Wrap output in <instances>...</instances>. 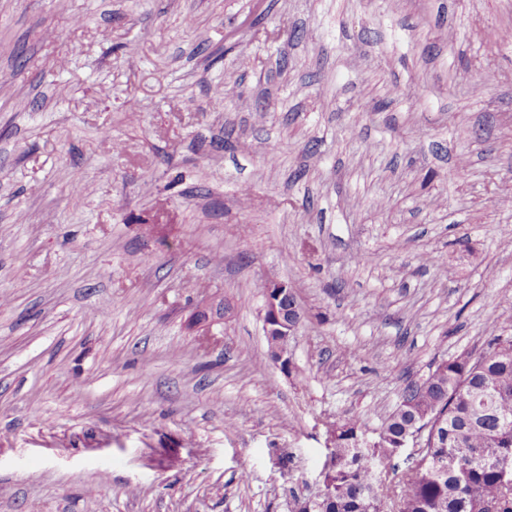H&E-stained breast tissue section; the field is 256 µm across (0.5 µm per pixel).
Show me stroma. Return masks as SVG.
I'll use <instances>...</instances> for the list:
<instances>
[{
    "label": "stroma",
    "mask_w": 512,
    "mask_h": 512,
    "mask_svg": "<svg viewBox=\"0 0 512 512\" xmlns=\"http://www.w3.org/2000/svg\"><path fill=\"white\" fill-rule=\"evenodd\" d=\"M500 314L512 0H0V512H292ZM264 305V328L266 336H278L272 353L283 355L282 349L290 336H294L303 319L293 289L288 283H269Z\"/></svg>",
    "instance_id": "1"
}]
</instances>
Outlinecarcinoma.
<instances>
[{
  "label": "carcinoma",
  "mask_w": 512,
  "mask_h": 512,
  "mask_svg": "<svg viewBox=\"0 0 512 512\" xmlns=\"http://www.w3.org/2000/svg\"><path fill=\"white\" fill-rule=\"evenodd\" d=\"M501 330L490 323L480 352L463 351L408 384L370 445L359 421H327L321 485L300 512H512V477L484 460L512 465V336ZM417 432L422 455L454 463L389 471L393 450Z\"/></svg>",
  "instance_id": "obj_1"
}]
</instances>
